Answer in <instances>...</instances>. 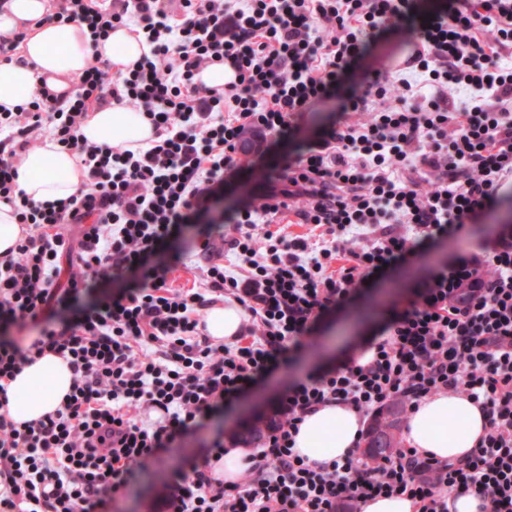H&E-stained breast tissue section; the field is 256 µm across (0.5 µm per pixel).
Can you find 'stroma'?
<instances>
[{"mask_svg":"<svg viewBox=\"0 0 512 512\" xmlns=\"http://www.w3.org/2000/svg\"><path fill=\"white\" fill-rule=\"evenodd\" d=\"M405 40L406 34L401 29L389 28L382 31L371 42L366 57L352 64L346 71L333 96L309 115L292 135L274 141L262 161L243 166L239 172L225 181L224 194L216 203L214 214L231 211L240 202L258 196L264 182V173L279 157L296 152L302 143L320 138L335 121L340 98L357 86L365 71L371 68L376 60L404 51ZM457 252L456 239L442 240L410 255L408 265L398 264L370 277L351 300L321 320L308 346L281 361L233 400L226 402L223 412L214 414L207 420L204 428L184 438L182 448L195 449L197 454L201 455L204 454L206 447L210 446L217 429L239 433L249 429L258 416L271 411L288 383L315 369V358L320 352H327L329 359L337 364L353 345L370 338L374 327L370 323L358 321L357 311L372 301H389L399 292L412 294L417 285L403 280L402 275L406 267L412 266L425 271L439 261L451 258ZM182 448L163 454L153 467L149 475L150 480L162 479L177 464Z\"/></svg>","mask_w":512,"mask_h":512,"instance_id":"1","label":"stroma"}]
</instances>
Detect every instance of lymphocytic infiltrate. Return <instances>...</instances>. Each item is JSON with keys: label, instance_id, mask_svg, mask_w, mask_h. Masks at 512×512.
Segmentation results:
<instances>
[{"label": "lymphocytic infiltrate", "instance_id": "obj_1", "mask_svg": "<svg viewBox=\"0 0 512 512\" xmlns=\"http://www.w3.org/2000/svg\"><path fill=\"white\" fill-rule=\"evenodd\" d=\"M49 20L85 27L92 42L134 27L150 47L124 70L94 57L74 91L41 81L0 112V202L21 224L0 256V324L39 334L0 340V393L23 365L64 360L73 383L35 421L0 414V512H105L136 474L269 365L309 340L320 318L363 280L417 246L455 236L460 255L424 277L414 299L381 307L386 323L357 353L297 380L248 434L216 433L205 459L151 483L144 512H361L381 496L414 512H512V227L472 241L469 225L512 189V0H448L424 19L418 0H51ZM410 23L413 78L377 61L335 127L268 171L258 200L232 212L240 262H217L211 236H190L201 285L174 287L173 262L147 254L203 215L224 180L270 138L324 102L370 41ZM226 66L233 79L200 75ZM145 115L155 137L132 151L88 142L80 129L107 103ZM54 141L81 179L68 197L35 202L17 184L31 153ZM312 233L290 235L288 215ZM79 267L60 286L58 260ZM137 273L121 297L106 284ZM237 301L232 341L210 336L206 310ZM472 401L483 433L457 459L397 445L343 462L296 451L308 415L357 414L361 436L391 409L434 396ZM157 413L154 422L145 414ZM253 451L236 480L224 451Z\"/></svg>", "mask_w": 512, "mask_h": 512}]
</instances>
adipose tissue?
I'll return each instance as SVG.
<instances>
[{"instance_id":"ef3b65f1","label":"adipose tissue","mask_w":512,"mask_h":512,"mask_svg":"<svg viewBox=\"0 0 512 512\" xmlns=\"http://www.w3.org/2000/svg\"><path fill=\"white\" fill-rule=\"evenodd\" d=\"M47 0H8L0 12V35H11L23 22L32 27L22 44L24 63H0V106L25 103L39 84L40 76L60 84L62 78L81 73L92 55L99 54L117 65H132L143 51L142 44L128 29L116 30L110 37L91 46L82 27L76 23L45 22ZM82 133L98 144L135 148L137 141L151 136L150 123L142 114L115 105L95 110L84 122ZM41 163L22 168L19 187L37 202L64 198L73 193L80 179L71 152L55 142L40 151ZM71 371L54 355H46L24 366L8 387L10 416L19 422L41 418L54 411L70 391ZM484 417L470 401L453 396L425 400L410 422L408 445L431 451L441 459H453L474 447L482 432ZM358 416L332 406L308 416L296 437V448L309 459L342 461L359 438Z\"/></svg>"}]
</instances>
